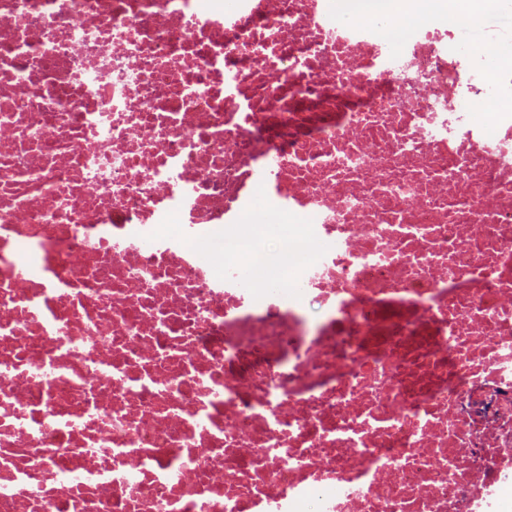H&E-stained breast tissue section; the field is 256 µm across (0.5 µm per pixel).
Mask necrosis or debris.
Here are the masks:
<instances>
[{
  "instance_id": "obj_1",
  "label": "necrosis or debris",
  "mask_w": 512,
  "mask_h": 512,
  "mask_svg": "<svg viewBox=\"0 0 512 512\" xmlns=\"http://www.w3.org/2000/svg\"><path fill=\"white\" fill-rule=\"evenodd\" d=\"M439 3L0 0V512H512V58ZM256 237L254 248L249 254L252 275L258 280L263 281L267 272L261 265V259L258 257L260 252V244L262 240L268 236H277L280 238H288V224H258L253 229Z\"/></svg>"
}]
</instances>
